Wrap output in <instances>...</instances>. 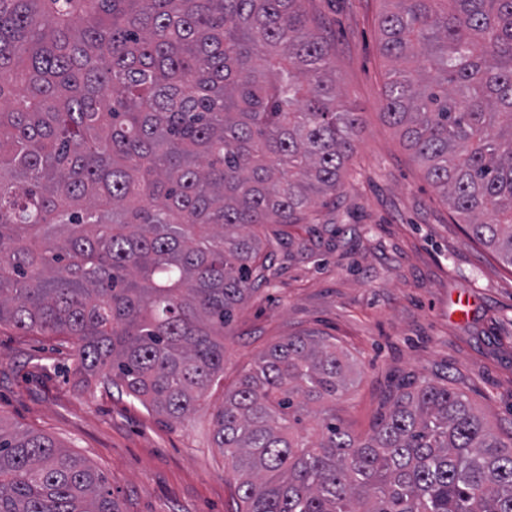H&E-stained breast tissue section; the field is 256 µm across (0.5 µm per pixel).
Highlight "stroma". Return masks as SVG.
Listing matches in <instances>:
<instances>
[{
    "label": "stroma",
    "instance_id": "obj_1",
    "mask_svg": "<svg viewBox=\"0 0 512 512\" xmlns=\"http://www.w3.org/2000/svg\"><path fill=\"white\" fill-rule=\"evenodd\" d=\"M304 7L363 128L335 196L306 223L266 225L277 275L224 328L223 385L172 422L83 382L59 337L0 326V423L84 458L121 512H235L237 477L213 444L214 416L260 352L307 332L332 336L350 362L336 414L353 435L371 431L396 387L427 380L462 392L512 438V272L465 238L382 115L388 0Z\"/></svg>",
    "mask_w": 512,
    "mask_h": 512
}]
</instances>
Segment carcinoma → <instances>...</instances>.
Instances as JSON below:
<instances>
[{
  "mask_svg": "<svg viewBox=\"0 0 512 512\" xmlns=\"http://www.w3.org/2000/svg\"><path fill=\"white\" fill-rule=\"evenodd\" d=\"M303 0H0V325L180 421L275 275L266 224L333 194L361 132ZM383 116L467 238L512 270V0H387ZM319 332L269 345L217 411L238 512H512V446L426 381L372 435ZM0 512H120L105 476L0 423Z\"/></svg>",
  "mask_w": 512,
  "mask_h": 512,
  "instance_id": "carcinoma-1",
  "label": "carcinoma"
}]
</instances>
